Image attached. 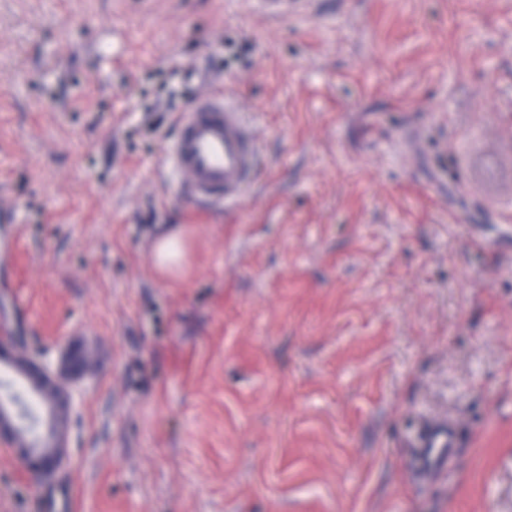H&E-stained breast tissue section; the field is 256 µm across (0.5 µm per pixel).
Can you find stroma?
Returning a JSON list of instances; mask_svg holds the SVG:
<instances>
[{
	"instance_id": "35a3bbf8",
	"label": "stroma",
	"mask_w": 512,
	"mask_h": 512,
	"mask_svg": "<svg viewBox=\"0 0 512 512\" xmlns=\"http://www.w3.org/2000/svg\"><path fill=\"white\" fill-rule=\"evenodd\" d=\"M208 79L259 144L225 209L140 109ZM11 205L0 343L97 368L55 478L0 446V512H512V0H0ZM261 9L270 17H279L300 11L308 0H257ZM184 257L183 241L178 235H169L160 239L155 246L153 263L159 271L174 274L181 266ZM419 447L417 457L428 461L433 466L443 463L448 458L454 442L446 430L434 428L424 436Z\"/></svg>"
}]
</instances>
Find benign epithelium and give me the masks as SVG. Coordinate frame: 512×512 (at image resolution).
Here are the masks:
<instances>
[{
    "instance_id": "1",
    "label": "benign epithelium",
    "mask_w": 512,
    "mask_h": 512,
    "mask_svg": "<svg viewBox=\"0 0 512 512\" xmlns=\"http://www.w3.org/2000/svg\"><path fill=\"white\" fill-rule=\"evenodd\" d=\"M0 362L17 367L35 396H47L44 414L40 418L43 427L40 447H30L29 437L19 426V408L7 401L0 403V442L18 448L29 470L51 477L66 458L65 425L74 405L72 384L89 373L91 366L79 347L70 349L55 361L46 351L37 357L27 354L16 359L0 349Z\"/></svg>"
}]
</instances>
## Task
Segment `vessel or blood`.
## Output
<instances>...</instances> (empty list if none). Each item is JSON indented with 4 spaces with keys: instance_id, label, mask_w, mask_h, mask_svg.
<instances>
[{
    "instance_id": "1",
    "label": "vessel or blood",
    "mask_w": 512,
    "mask_h": 512,
    "mask_svg": "<svg viewBox=\"0 0 512 512\" xmlns=\"http://www.w3.org/2000/svg\"><path fill=\"white\" fill-rule=\"evenodd\" d=\"M265 14L279 17L298 12L308 0H257ZM179 133L166 150V162L184 196L198 202H239L254 185L257 139L246 112L224 92L214 90L188 105L178 117ZM454 446L443 429L430 430L417 456L443 463Z\"/></svg>"
}]
</instances>
